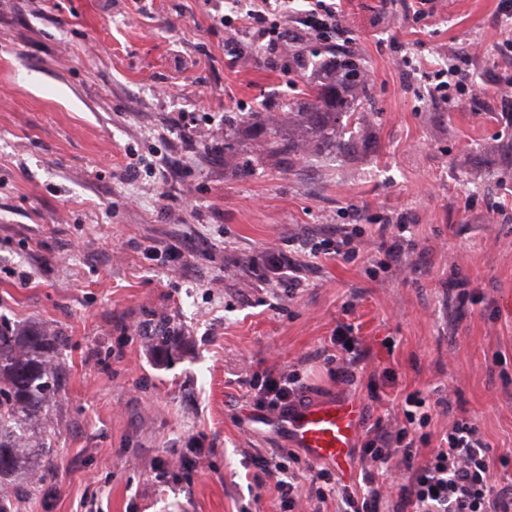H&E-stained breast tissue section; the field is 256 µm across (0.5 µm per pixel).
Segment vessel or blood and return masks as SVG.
Instances as JSON below:
<instances>
[{
    "label": "vessel or blood",
    "instance_id": "b4317fda",
    "mask_svg": "<svg viewBox=\"0 0 512 512\" xmlns=\"http://www.w3.org/2000/svg\"><path fill=\"white\" fill-rule=\"evenodd\" d=\"M284 426L294 446L311 461L351 466V451L361 430L360 412L352 403L298 407L288 414Z\"/></svg>",
    "mask_w": 512,
    "mask_h": 512
}]
</instances>
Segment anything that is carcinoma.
Returning a JSON list of instances; mask_svg holds the SVG:
<instances>
[{
    "label": "carcinoma",
    "mask_w": 512,
    "mask_h": 512,
    "mask_svg": "<svg viewBox=\"0 0 512 512\" xmlns=\"http://www.w3.org/2000/svg\"><path fill=\"white\" fill-rule=\"evenodd\" d=\"M337 64L317 78H307L296 105L301 142L320 147L324 132L351 112L365 111L369 102L365 74L353 56L335 55ZM58 336L45 329L19 335L0 324V479L24 473L23 448L28 444L24 425L39 420L65 383L55 360Z\"/></svg>",
    "instance_id": "carcinoma-1"
}]
</instances>
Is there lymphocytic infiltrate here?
Instances as JSON below:
<instances>
[{"label":"lymphocytic infiltrate","instance_id":"lymphocytic-infiltrate-1","mask_svg":"<svg viewBox=\"0 0 512 512\" xmlns=\"http://www.w3.org/2000/svg\"><path fill=\"white\" fill-rule=\"evenodd\" d=\"M229 5L232 14L224 18V25L265 39L268 51L284 50L290 41L308 38L307 33L294 34L271 21L272 13L287 14L288 0H229ZM298 245L309 255L339 261L357 254L352 232L344 229L317 240L300 239ZM249 384L256 409L265 412L268 420H283L305 403L307 383L299 371L267 369L253 373ZM430 419L425 399L411 394L405 399L401 421L367 430L359 449L365 484L361 492L337 483L332 472L321 466L314 475L315 494L304 496L295 474L283 463L287 455L283 449L259 457L258 463L274 478L283 512H297L303 503L310 512H323L332 498L340 502L341 512H512V481L492 485L489 446L477 421L457 416L438 446L424 452L420 446L428 444L430 437L422 429ZM394 462L403 464L407 481L389 487L377 482L378 471Z\"/></svg>","mask_w":512,"mask_h":512}]
</instances>
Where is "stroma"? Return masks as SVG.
<instances>
[{"label":"stroma","instance_id":"1","mask_svg":"<svg viewBox=\"0 0 512 512\" xmlns=\"http://www.w3.org/2000/svg\"><path fill=\"white\" fill-rule=\"evenodd\" d=\"M342 9L332 44L372 104L342 128L350 152L287 157L262 125L287 127L301 72L225 30L224 0H0V322L66 338L43 425L54 458L33 449L20 512H281L250 463L292 446L252 405L248 380L269 367L307 376V404L357 403L367 428L412 393L435 442L465 410L493 481L512 478V107L492 90L512 75V13L435 0L416 26L382 0ZM453 63L479 99L428 96L425 73ZM177 117L197 152L168 133ZM385 215L415 245L393 265ZM340 226L358 256H303L295 297L254 263ZM179 239L184 268L164 253ZM459 279L484 301L458 304ZM162 321L180 337L165 352L133 332ZM342 324L364 357L351 386L315 358ZM191 448L203 456L181 465Z\"/></svg>","mask_w":512,"mask_h":512}]
</instances>
